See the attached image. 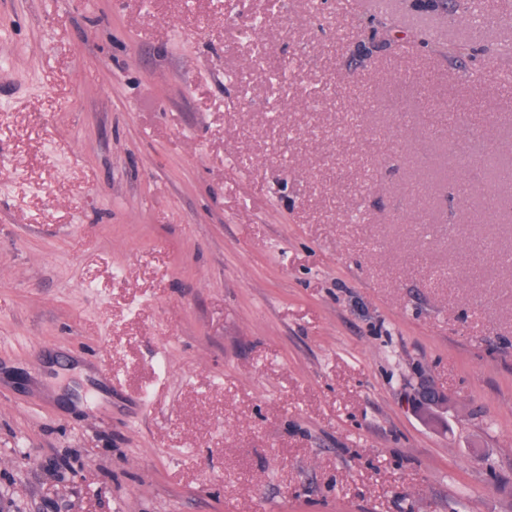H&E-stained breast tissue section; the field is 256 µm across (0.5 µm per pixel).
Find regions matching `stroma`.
<instances>
[{"mask_svg": "<svg viewBox=\"0 0 512 512\" xmlns=\"http://www.w3.org/2000/svg\"><path fill=\"white\" fill-rule=\"evenodd\" d=\"M386 2L0 0L9 512H512V0ZM411 403L418 411L435 416L448 409V395L428 380H422L414 391Z\"/></svg>", "mask_w": 512, "mask_h": 512, "instance_id": "stroma-1", "label": "stroma"}]
</instances>
